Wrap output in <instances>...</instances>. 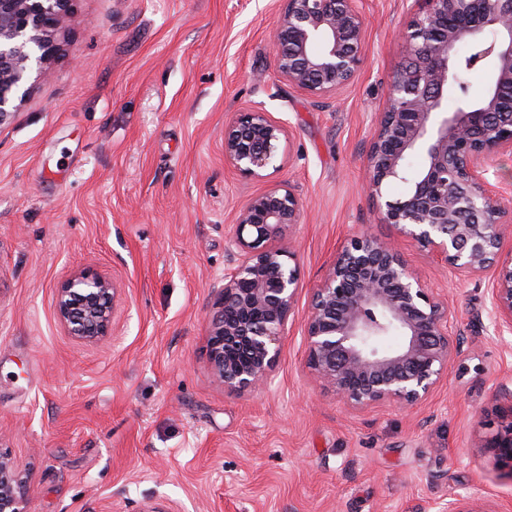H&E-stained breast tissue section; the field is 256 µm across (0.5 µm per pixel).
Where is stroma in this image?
Here are the masks:
<instances>
[{
	"label": "stroma",
	"mask_w": 512,
	"mask_h": 512,
	"mask_svg": "<svg viewBox=\"0 0 512 512\" xmlns=\"http://www.w3.org/2000/svg\"><path fill=\"white\" fill-rule=\"evenodd\" d=\"M361 4L360 70L317 98L276 71L282 0H73L50 76L0 127V446L32 474L28 512H440L460 496L512 512V475L481 447L512 405L494 273L397 238L364 188L420 4ZM248 109L288 133L261 178L224 158V125ZM278 185L304 203L294 310L271 383L228 394L207 358L213 287L237 211ZM364 233L397 239L464 340L413 406L350 410L307 367L312 290ZM76 271L118 288L106 341L78 342L57 319Z\"/></svg>",
	"instance_id": "obj_1"
}]
</instances>
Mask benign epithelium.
Here are the masks:
<instances>
[{
    "mask_svg": "<svg viewBox=\"0 0 512 512\" xmlns=\"http://www.w3.org/2000/svg\"><path fill=\"white\" fill-rule=\"evenodd\" d=\"M71 0H0V126L25 103L31 74L50 73L55 38ZM403 33L405 58L380 113L367 154L369 196L381 222L436 259L480 274L494 268V323L512 329V249L504 250V206L489 189L496 158L512 153V0H422ZM493 37L472 66L490 72L483 97L461 98L448 111V80L457 65L459 30ZM359 0H285L272 39L277 72L292 87L326 96L355 77L364 42ZM286 129L261 110L224 124V158L260 175L277 168ZM422 157L419 171L407 159ZM394 182L406 193L384 198ZM303 201L289 187L255 195L232 228L234 252L216 289L208 337L214 380L230 394L268 384L299 288L296 252L282 244L300 223ZM117 288L108 276L79 272L55 295L59 320L83 343L109 336ZM396 330L390 351L375 341ZM311 374L352 409L396 402L415 405L436 388L461 353L448 330V302L425 288L396 246L370 235L351 238L314 289L305 320ZM246 352V359L237 358ZM481 447L512 474V407ZM26 476L0 448V512H26Z\"/></svg>",
    "mask_w": 512,
    "mask_h": 512,
    "instance_id": "benign-epithelium-1",
    "label": "benign epithelium"
}]
</instances>
